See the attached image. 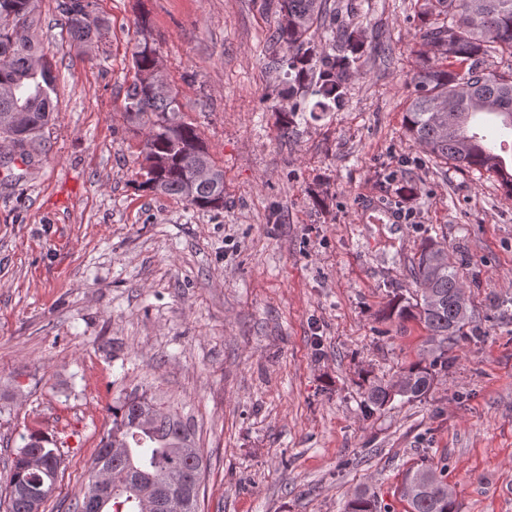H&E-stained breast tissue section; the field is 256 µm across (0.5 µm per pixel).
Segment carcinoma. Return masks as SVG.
<instances>
[{
    "instance_id": "cac0c4a2",
    "label": "carcinoma",
    "mask_w": 512,
    "mask_h": 512,
    "mask_svg": "<svg viewBox=\"0 0 512 512\" xmlns=\"http://www.w3.org/2000/svg\"><path fill=\"white\" fill-rule=\"evenodd\" d=\"M37 0H0V140L14 145L23 164L46 155L43 130L53 116L56 94L52 63L33 35ZM280 20L271 42L287 54L274 61L286 70L290 109L280 112L288 135L295 114L318 119L340 107L353 66L365 53L361 31L335 26L329 0H278ZM68 33L77 45L100 34L92 0H68ZM421 65L409 81L405 129L426 153L465 168L493 174L499 157L482 151L483 138L472 124L480 112L502 117L512 129V67L489 69L495 56L512 57V0H424ZM156 49L148 39L132 54L134 79L126 90L129 123L148 129L140 154L158 165L142 170L140 187L206 211L224 209V170L218 168L196 129L180 117L177 94L153 93L140 78L150 70ZM205 167L217 181L202 179L188 194L195 170ZM419 285L414 302L397 297L390 313L413 317L430 332L433 359L416 363L396 382L371 385L367 406L380 408L395 395L409 401L427 395L434 376L448 369V355L460 342L481 335L468 314L457 267L447 250L423 243L412 266ZM62 462L47 437L28 436L11 461L6 512H41L55 490ZM91 469L99 485L87 483L67 512H198L204 456L190 424L144 393L130 394L112 407V427L100 439ZM403 496L410 512H457L453 489L442 473L423 465L408 473ZM345 512H388L376 494L357 493Z\"/></svg>"
}]
</instances>
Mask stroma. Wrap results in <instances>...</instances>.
<instances>
[{
  "label": "stroma",
  "instance_id": "1",
  "mask_svg": "<svg viewBox=\"0 0 512 512\" xmlns=\"http://www.w3.org/2000/svg\"><path fill=\"white\" fill-rule=\"evenodd\" d=\"M61 0L34 34L56 67L48 154L0 170V495L24 436L63 453L45 512L82 492L112 406L144 392L204 451L200 512H344L361 489L407 512L409 471L445 470L458 512H512V195L407 135L419 0L347 16L366 51L340 110L288 134L274 0H96L79 49ZM185 120L224 171L207 212L141 189L125 117L138 14ZM434 240L486 335L426 397L365 411L369 385L429 362L410 269Z\"/></svg>",
  "mask_w": 512,
  "mask_h": 512
}]
</instances>
